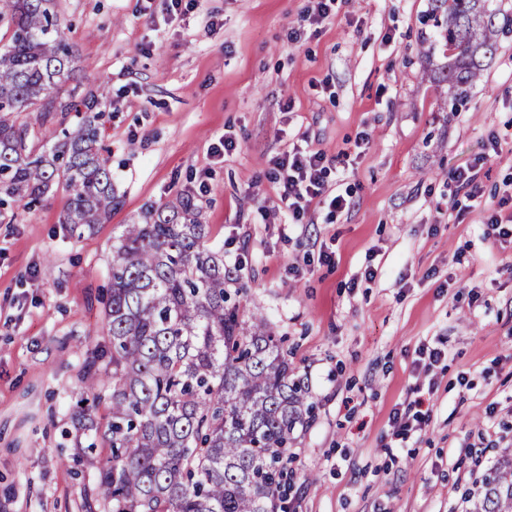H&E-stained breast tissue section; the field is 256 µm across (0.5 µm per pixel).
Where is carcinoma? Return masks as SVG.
<instances>
[{
    "label": "carcinoma",
    "instance_id": "carcinoma-1",
    "mask_svg": "<svg viewBox=\"0 0 512 512\" xmlns=\"http://www.w3.org/2000/svg\"><path fill=\"white\" fill-rule=\"evenodd\" d=\"M431 18L448 46V109L473 84L505 32L487 0H436ZM12 34L0 47V210L30 207L53 188L69 195L63 223L76 230L118 204L99 128L61 129L34 155L32 123L18 114L93 111L106 91L59 95L76 76L56 0H6ZM189 197L129 224L112 249L105 307L112 370L84 378L92 402L112 384L106 459L83 452L95 471L86 512H288L282 488L294 477L288 448L314 418L308 385L288 364L260 315H240L223 249L206 245ZM475 512H512V460L483 479Z\"/></svg>",
    "mask_w": 512,
    "mask_h": 512
}]
</instances>
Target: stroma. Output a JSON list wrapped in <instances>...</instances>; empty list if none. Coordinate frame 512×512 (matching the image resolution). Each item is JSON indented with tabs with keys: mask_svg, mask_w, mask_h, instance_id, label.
I'll list each match as a JSON object with an SVG mask.
<instances>
[{
	"mask_svg": "<svg viewBox=\"0 0 512 512\" xmlns=\"http://www.w3.org/2000/svg\"><path fill=\"white\" fill-rule=\"evenodd\" d=\"M168 4L57 0L76 94L108 93L97 122L119 204L80 235L62 191L0 217V512H85L94 473L71 462L87 443L72 417L88 363L108 362L112 248L179 196L236 270L243 313L263 315L309 385L288 512H472L512 456V243L482 236L512 184V0H489L511 32L457 112L448 49L421 23L434 0H335L317 24V0H194L175 19ZM227 133L237 145L218 152ZM292 133L326 154L349 209L291 226L271 211ZM493 140L481 201L456 215L448 173ZM437 343L429 424L397 439L416 350Z\"/></svg>",
	"mask_w": 512,
	"mask_h": 512,
	"instance_id": "1",
	"label": "stroma"
}]
</instances>
